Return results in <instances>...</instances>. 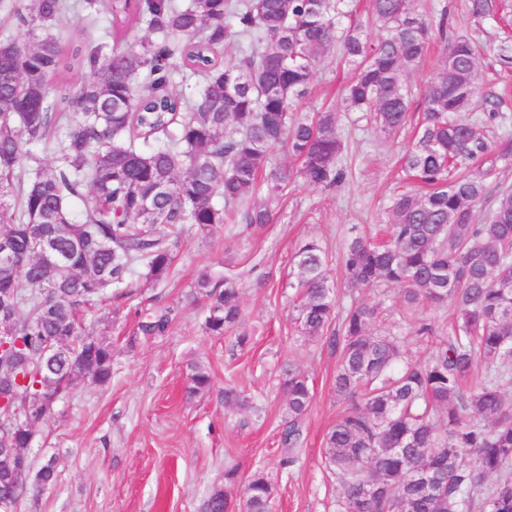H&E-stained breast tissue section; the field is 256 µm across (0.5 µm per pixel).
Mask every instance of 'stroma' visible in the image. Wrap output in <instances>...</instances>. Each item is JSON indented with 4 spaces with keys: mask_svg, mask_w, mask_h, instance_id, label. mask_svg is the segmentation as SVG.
Instances as JSON below:
<instances>
[{
    "mask_svg": "<svg viewBox=\"0 0 512 512\" xmlns=\"http://www.w3.org/2000/svg\"><path fill=\"white\" fill-rule=\"evenodd\" d=\"M412 6L435 19L446 16L448 29L455 32L481 33L465 0H412ZM494 67L493 55H485L478 92L464 117L482 114L486 98L500 94L512 132V74L495 73ZM350 76V66L338 56L322 60L301 111L337 99ZM340 127L347 167L340 187L289 186L274 223L255 233L239 234L227 224L207 233L185 230L167 281L134 280V293L119 313L101 310L89 316L93 335L112 342V382L104 390L78 384L55 406L29 454L37 464L55 459L57 480L39 501L22 498L18 512H205L209 495L228 489L225 474L231 469L241 481L254 470L266 472L274 486L273 512H334L321 450L345 407L334 393L337 355L298 333L292 257L301 242L316 239L335 272L350 238L384 230L412 137L406 130L380 143L362 112L341 113ZM204 267L239 278L246 348L233 347L232 337L205 333L204 302L190 298ZM365 296L384 299L392 319L406 330L420 319L447 329L454 319L449 306L404 312L393 285ZM157 308L170 309V325L161 335H143L141 315ZM196 363L210 371L213 386L190 395L186 386ZM290 366L309 374L314 399L305 419L302 461L285 467L286 404L280 383ZM228 386L245 397L246 406L225 405Z\"/></svg>",
    "mask_w": 512,
    "mask_h": 512,
    "instance_id": "obj_1",
    "label": "stroma"
}]
</instances>
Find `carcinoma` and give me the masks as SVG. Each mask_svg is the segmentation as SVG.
Returning a JSON list of instances; mask_svg holds the SVG:
<instances>
[{"label": "carcinoma", "instance_id": "1", "mask_svg": "<svg viewBox=\"0 0 512 512\" xmlns=\"http://www.w3.org/2000/svg\"><path fill=\"white\" fill-rule=\"evenodd\" d=\"M80 2L89 18L101 3L110 15L104 40L85 48L67 46L71 0H0L23 31L0 35V245L11 256L0 263V306H16L11 348L0 357V375L14 385L0 406L8 419L0 446L27 447L29 433L14 424L28 404L86 380L109 384L112 342L99 336L86 347L85 316L104 302L119 312L134 273L147 283L167 280L186 226L205 232L239 221L242 231L257 232L272 223L289 184L343 183L339 112L369 113L382 134L404 128L410 75L439 35L446 51L423 91L402 163L428 191L391 198L386 240H350L341 259L350 303L341 310L325 250L316 240L302 244L293 258L296 322L304 339L336 352L334 391L348 403L322 448L336 512H512V188L493 182L497 161H512V139L488 138L489 125L507 121L498 98L480 122L458 118L477 93L481 46L466 34L447 35L446 18L435 24L410 0H369V23L383 31L375 40L344 0ZM465 6L477 23L509 26L512 0ZM134 24L148 32L135 46L128 42ZM233 38L248 41L250 53L219 63ZM334 49L352 67L340 102L295 117L317 63ZM490 52L512 71L511 34L494 38ZM75 68L89 78L63 81ZM176 74L201 77L194 98L170 90ZM53 139L56 164L32 166L31 147ZM278 146L293 166L271 164ZM479 159L487 166L477 173L453 175ZM44 237L64 265L39 256ZM382 283L398 285L410 310L453 306L450 330L415 326V336L435 343L427 358L412 359L402 327L383 323L382 301L353 296ZM194 288L206 300V331L233 332L244 347L237 279L221 283L203 268ZM169 323L170 310L159 309L138 328L155 336ZM50 337L61 346L44 358ZM480 361L488 374L466 386ZM210 384L206 367L190 368V394ZM282 390L288 456L281 465L290 466L305 441L313 389L307 374L290 368ZM56 479L53 462L33 472L27 454L0 466V492L16 485L36 499ZM231 495L215 490L207 512H271L274 487L256 470L239 501Z\"/></svg>", "mask_w": 512, "mask_h": 512}]
</instances>
